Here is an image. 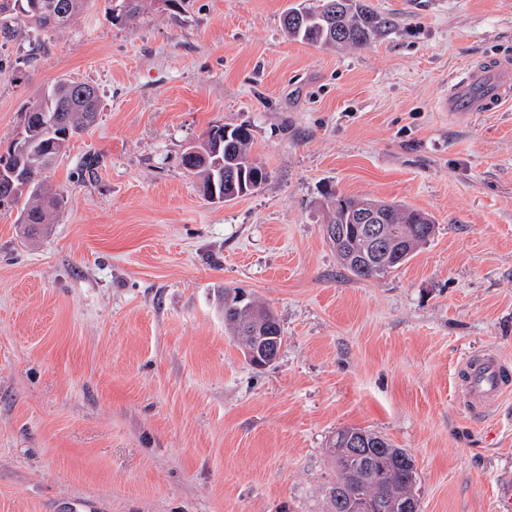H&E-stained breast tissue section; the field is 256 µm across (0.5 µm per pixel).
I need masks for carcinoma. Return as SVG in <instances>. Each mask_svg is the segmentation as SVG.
<instances>
[{"label":"carcinoma","mask_w":512,"mask_h":512,"mask_svg":"<svg viewBox=\"0 0 512 512\" xmlns=\"http://www.w3.org/2000/svg\"><path fill=\"white\" fill-rule=\"evenodd\" d=\"M92 0H0V42L20 37L38 40L49 30L64 27L83 12ZM147 0H107V9L115 19L139 14ZM288 36L320 46H363L372 37L394 26V19L379 14L360 0H301L288 8L284 19ZM102 108L97 89L84 82L61 78L45 89L40 99L24 112L22 129L10 141L7 153L0 154V192L9 194L8 205L19 209L20 223L35 231L51 223L54 211L64 202V192L47 188L42 175L62 155L69 141L92 125ZM228 140L217 145L202 141L189 146L182 156L185 169L200 179L205 198L217 193L231 201L242 196V185L258 188L268 172L252 154L249 125L231 128ZM240 177L230 180L229 172ZM330 208L329 223L345 235L346 248L336 253L347 273L357 279H380L414 257L428 240L419 235L423 226L436 230L431 215L394 201L351 197L326 193ZM375 210L392 229L393 245L382 246L387 258H377L364 245L352 216ZM239 294L224 290V299L232 306L224 312V321L234 335L245 336L261 329L265 336L283 342L276 315L259 302L238 301ZM359 440L364 455L343 456L339 449ZM332 461L336 481L327 490L330 512H357L365 499L378 505L370 512H392L389 503L413 492L417 470L412 455L397 448L384 435L364 428L345 427L332 440Z\"/></svg>","instance_id":"1"}]
</instances>
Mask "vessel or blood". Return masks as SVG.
Wrapping results in <instances>:
<instances>
[{
    "label": "vessel or blood",
    "mask_w": 512,
    "mask_h": 512,
    "mask_svg": "<svg viewBox=\"0 0 512 512\" xmlns=\"http://www.w3.org/2000/svg\"><path fill=\"white\" fill-rule=\"evenodd\" d=\"M512 96V64L493 62L469 69L452 83L443 101L445 111L462 118L475 112L495 111ZM512 389V377L496 350H485L480 358L466 360L460 373L459 392L470 410L483 414L497 405Z\"/></svg>",
    "instance_id": "1"
}]
</instances>
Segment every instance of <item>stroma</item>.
<instances>
[{"label": "stroma", "instance_id": "stroma-1", "mask_svg": "<svg viewBox=\"0 0 512 512\" xmlns=\"http://www.w3.org/2000/svg\"><path fill=\"white\" fill-rule=\"evenodd\" d=\"M293 0H103L0 46V151L55 79L96 123L44 173L67 200L27 235L0 209V512H328L337 429L414 457L421 512H504L512 393L473 417L462 359L512 362V97L440 109L479 61L512 62V0H366L395 25L362 48L289 39ZM249 124L269 177L214 204L181 159ZM429 213L433 239L380 280L323 237L324 189ZM277 316L250 366L224 291ZM148 0H107L106 9L115 19H126L139 14Z\"/></svg>", "mask_w": 512, "mask_h": 512}]
</instances>
